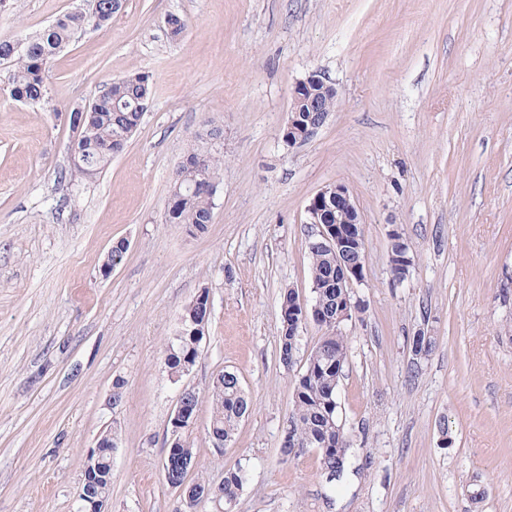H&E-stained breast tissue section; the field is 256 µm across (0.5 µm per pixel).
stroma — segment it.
I'll return each instance as SVG.
<instances>
[{
  "instance_id": "1",
  "label": "stroma",
  "mask_w": 512,
  "mask_h": 512,
  "mask_svg": "<svg viewBox=\"0 0 512 512\" xmlns=\"http://www.w3.org/2000/svg\"><path fill=\"white\" fill-rule=\"evenodd\" d=\"M79 4L12 0L0 37ZM172 14L188 21L175 40ZM137 71L152 79L137 133L97 178H68L66 112ZM315 71L338 106L287 145L293 88ZM50 89L49 110L0 91V512H79L87 450L114 425L107 512H180L162 462L185 387L192 478L247 471L232 503L196 512H512V0H124L56 56ZM208 124L224 169L195 236L165 212ZM332 183L365 229L338 388L355 472L337 488L316 449L281 452L318 328H300L293 365L278 355L281 293L313 298L306 206ZM394 230L413 258L400 283ZM119 239L127 259L103 274ZM203 289L206 334L176 381L166 350ZM421 331L435 344L417 356ZM226 370L250 410L218 449L206 391Z\"/></svg>"
}]
</instances>
